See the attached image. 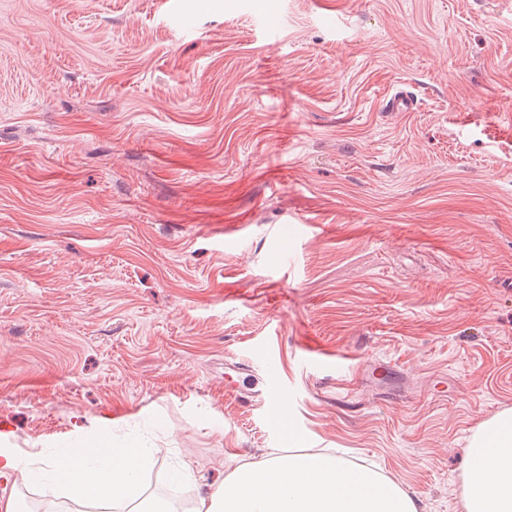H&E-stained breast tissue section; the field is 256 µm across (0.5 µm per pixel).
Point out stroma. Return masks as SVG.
Masks as SVG:
<instances>
[{
	"label": "stroma",
	"instance_id": "1",
	"mask_svg": "<svg viewBox=\"0 0 512 512\" xmlns=\"http://www.w3.org/2000/svg\"><path fill=\"white\" fill-rule=\"evenodd\" d=\"M509 408L512 0H0L10 447L108 416L194 497L334 448L462 512Z\"/></svg>",
	"mask_w": 512,
	"mask_h": 512
}]
</instances>
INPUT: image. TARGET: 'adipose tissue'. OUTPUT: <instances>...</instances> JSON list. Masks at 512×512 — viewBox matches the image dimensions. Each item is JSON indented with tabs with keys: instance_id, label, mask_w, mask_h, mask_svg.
Segmentation results:
<instances>
[{
	"instance_id": "adipose-tissue-1",
	"label": "adipose tissue",
	"mask_w": 512,
	"mask_h": 512,
	"mask_svg": "<svg viewBox=\"0 0 512 512\" xmlns=\"http://www.w3.org/2000/svg\"><path fill=\"white\" fill-rule=\"evenodd\" d=\"M109 419L88 437L90 453L71 457L23 454L4 448L0 433V476L24 472L44 496H77L103 506L128 504V512H174L157 499L132 505L138 478L153 462L154 448L117 444L103 436ZM463 477L464 512H512V409L483 423L469 446ZM192 512H418L416 502L376 470L349 466L331 450L283 454L267 451L257 461H237L223 484L199 495Z\"/></svg>"
}]
</instances>
